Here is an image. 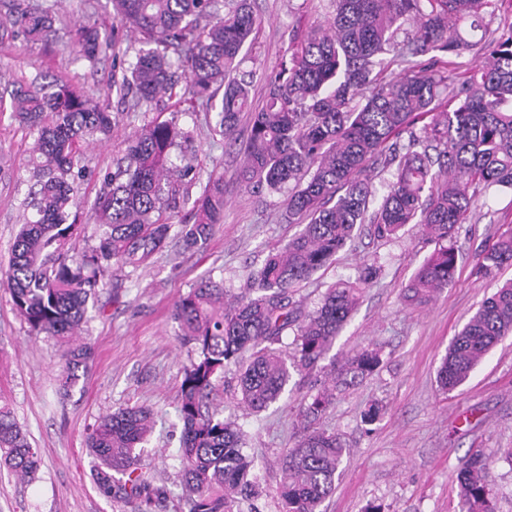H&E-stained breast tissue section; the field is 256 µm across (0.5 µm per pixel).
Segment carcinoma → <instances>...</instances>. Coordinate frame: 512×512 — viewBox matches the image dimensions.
Segmentation results:
<instances>
[{"label": "carcinoma", "instance_id": "cac0c4a2", "mask_svg": "<svg viewBox=\"0 0 512 512\" xmlns=\"http://www.w3.org/2000/svg\"><path fill=\"white\" fill-rule=\"evenodd\" d=\"M217 2L112 0L120 26L142 36L126 77L136 105L165 97L201 103L216 112L215 129L226 138L246 121L241 183L286 194L288 223L304 224L252 274L253 293L228 299L224 283L208 279L175 302L174 319L195 354L184 369L178 407L188 512H232V503L252 489L254 464L240 429L207 406L217 376L230 362L239 363L243 402L252 411L267 409L285 391L291 371L309 376L317 369L377 268L368 265L356 281L330 289L307 313L291 302L293 288L332 263L360 225H371L383 240L419 224L435 249L404 299L426 305L454 279L457 224L491 189H512V23L484 42H469L460 29L466 20L480 27L489 0H331L333 17L282 56L257 106L248 74L239 69L260 20L247 0H237L225 15ZM7 22L28 41L49 43L58 18L49 8L27 4ZM106 46L99 30L85 25L76 29L69 51L93 63ZM469 46L478 61L463 72L435 56ZM394 64L403 70L390 78ZM13 111L38 135L28 159V215L0 287L32 334L66 343L65 390L91 358L90 347L72 338L108 270L114 264L138 268L173 236L189 248L207 244L224 223V177L208 178L193 202V223H174L179 198L171 180H196L191 166L179 165L190 136L167 121L143 126L94 200L89 221L100 230L98 242L75 259L67 245L83 230L72 213L80 143L110 132L109 102L51 82L19 86ZM384 173L387 191L378 199L372 179ZM511 266L509 230L480 253L477 270L490 277ZM289 331L294 354L287 360L271 345ZM510 334L511 281L482 302L449 346L438 370L441 389L464 383ZM380 361L379 350L365 349L347 358L332 382H353ZM311 390L302 412L307 425L282 458V512H319L346 454L337 434L308 425L334 403L335 388L323 383ZM151 423L150 410L134 406L100 417L89 429L86 446L98 460L95 480L105 495L147 503L162 495L140 467ZM40 461L8 406L0 404V466L25 479ZM487 466L488 457L475 452L458 468L459 512H495Z\"/></svg>", "mask_w": 512, "mask_h": 512}]
</instances>
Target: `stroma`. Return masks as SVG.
<instances>
[{
  "instance_id": "1",
  "label": "stroma",
  "mask_w": 512,
  "mask_h": 512,
  "mask_svg": "<svg viewBox=\"0 0 512 512\" xmlns=\"http://www.w3.org/2000/svg\"><path fill=\"white\" fill-rule=\"evenodd\" d=\"M59 16L53 43H28L13 29L0 27V83L28 85L52 76L59 83L109 99L119 121L103 139L83 147L78 183L80 213H88L103 177L112 170L134 132L153 120L189 131L188 156L199 177L189 189L201 192L210 173L224 177V221L203 249H189L180 238L138 269L112 267L107 284L88 304L77 339L90 343L94 358L68 393H60L61 341L31 335L9 292L0 288V399L5 400L28 441L41 455L38 472L20 479L0 470V512H188L180 477L182 422L178 391L193 355L173 318L174 303L200 280L223 282L229 294L246 292L249 274L268 254L300 230L284 217L283 194L253 192L241 186V156L236 142L214 130V113L187 109L164 99L150 109L135 107L117 86L135 45L119 29L111 0H38ZM261 27L242 65L252 75L251 97L261 103L267 76L282 54L332 13L330 0H249ZM96 25L114 43L96 63L73 60L67 46L78 25ZM35 133L9 104L0 105V270L6 269L20 228L29 186L27 160ZM512 226V191L497 190L480 199L456 228L459 255L454 282L424 307L413 308L403 289L433 251L423 229L406 225L390 240L362 226L335 261L299 285L293 302L314 310L329 288L355 280L364 265L379 269L364 288L350 320L333 339L324 364L340 363L353 352L376 348L381 364L349 387H337L334 404L313 423L338 434L347 453L335 490L321 512H458L455 473L472 449L490 456L488 482L497 512H512V461L500 449L512 448V335L497 344L455 390L442 391L437 370L448 346L496 283L512 279V267L495 280L480 278L477 257ZM236 366L215 382L213 405L225 421L243 432L245 450L255 460L256 494L236 502L234 512H280L279 460L303 426L300 413L309 402L310 380L293 374L279 401L255 413L241 401ZM143 406L154 427L141 465L164 496L151 502L104 495L93 471L95 459L86 432L99 417L117 409ZM377 419L362 423L369 408Z\"/></svg>"
}]
</instances>
